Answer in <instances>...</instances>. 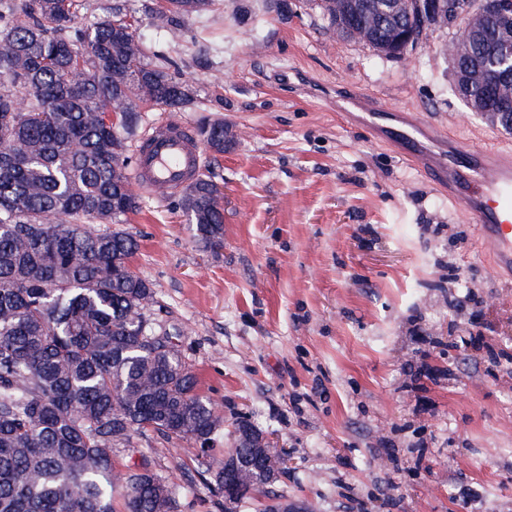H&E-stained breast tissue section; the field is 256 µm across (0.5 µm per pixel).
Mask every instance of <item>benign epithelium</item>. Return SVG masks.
Instances as JSON below:
<instances>
[{
  "mask_svg": "<svg viewBox=\"0 0 512 512\" xmlns=\"http://www.w3.org/2000/svg\"><path fill=\"white\" fill-rule=\"evenodd\" d=\"M341 26L353 39L370 46L376 53L386 57H401L414 41L415 28L431 20L448 24L459 33H470L471 29L488 26L503 52L512 49V3L508 0H419L418 11L407 24H398L382 41H375L368 30L361 26V17L352 5L337 17ZM468 38L448 46V56L455 70V90L458 97L467 103L473 112L482 111L481 101L470 97L475 84L485 82L486 65L481 61L467 69L459 66V57L464 54ZM495 93L501 106V115L512 114V65L502 68L498 76ZM260 445L249 452L237 449L224 456L223 484L214 486L215 492L224 497V507L229 510L236 501L241 480L255 471L266 474V483L271 485L279 477L280 469L270 452L268 437L260 434ZM265 512H311L310 505L302 500L285 501L275 497L263 500Z\"/></svg>",
  "mask_w": 512,
  "mask_h": 512,
  "instance_id": "7a95c632",
  "label": "benign epithelium"
}]
</instances>
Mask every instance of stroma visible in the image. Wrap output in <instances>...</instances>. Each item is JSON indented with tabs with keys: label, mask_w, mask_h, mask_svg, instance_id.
Masks as SVG:
<instances>
[{
	"label": "stroma",
	"mask_w": 512,
	"mask_h": 512,
	"mask_svg": "<svg viewBox=\"0 0 512 512\" xmlns=\"http://www.w3.org/2000/svg\"><path fill=\"white\" fill-rule=\"evenodd\" d=\"M162 3L78 0L77 22L121 13L145 62L193 90L180 109L139 106L127 156L169 119L224 124V152H204L202 168L224 192L222 247L196 241L176 195H138L121 225L156 292L153 319L179 330L219 407L215 453L244 417L285 459L273 492L313 512H512V364L458 342L469 329L512 354V281L447 191L337 102L343 84L465 148L512 144L457 96L447 30L381 58L313 0H210L165 26ZM136 446L119 468L153 450L182 512H224L198 449Z\"/></svg>",
	"instance_id": "1"
}]
</instances>
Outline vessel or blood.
<instances>
[{
  "instance_id": "obj_1",
  "label": "vessel or blood",
  "mask_w": 512,
  "mask_h": 512,
  "mask_svg": "<svg viewBox=\"0 0 512 512\" xmlns=\"http://www.w3.org/2000/svg\"><path fill=\"white\" fill-rule=\"evenodd\" d=\"M343 108L371 119L387 116L384 104L349 94ZM202 163V147L191 125L169 120L155 127L138 150L131 181L147 195L161 197L180 191L195 180ZM435 177L447 184L452 197L483 230L498 269L512 268V152L487 157L458 147L434 158Z\"/></svg>"
}]
</instances>
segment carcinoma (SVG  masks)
<instances>
[{"label": "carcinoma", "mask_w": 512, "mask_h": 512, "mask_svg": "<svg viewBox=\"0 0 512 512\" xmlns=\"http://www.w3.org/2000/svg\"><path fill=\"white\" fill-rule=\"evenodd\" d=\"M381 36L385 0H358ZM115 15L92 30L75 0H0V512H181L148 457L118 470L112 454L152 433L208 447L222 419L197 392L178 344L156 328L152 284L129 266L135 238L119 224L137 206L125 137L135 102L181 108L192 90L130 48ZM486 35L472 55L493 58ZM123 109L112 123L113 107ZM198 141L224 153V123ZM222 192L200 178L181 207L206 247L224 241ZM269 495L245 481L234 509Z\"/></svg>", "instance_id": "cac0c4a2"}]
</instances>
